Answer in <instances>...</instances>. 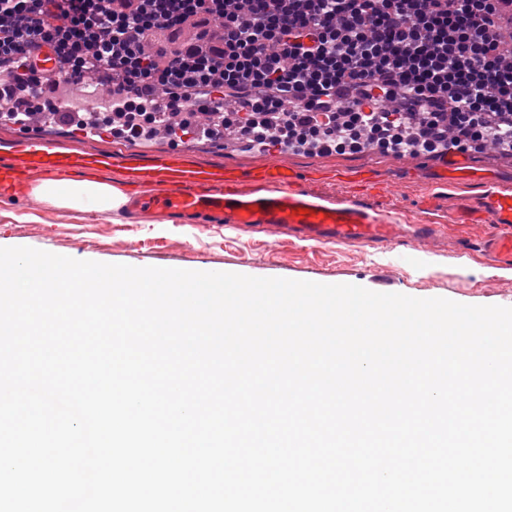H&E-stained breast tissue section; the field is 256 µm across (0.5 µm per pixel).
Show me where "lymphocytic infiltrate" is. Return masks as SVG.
<instances>
[{"instance_id": "1", "label": "lymphocytic infiltrate", "mask_w": 512, "mask_h": 512, "mask_svg": "<svg viewBox=\"0 0 512 512\" xmlns=\"http://www.w3.org/2000/svg\"><path fill=\"white\" fill-rule=\"evenodd\" d=\"M512 0H0V101L30 111L36 54L56 58L50 85L106 72L99 128L177 143L212 128L197 113L245 96L241 135L265 149L308 141L338 150L402 147L417 108L431 152L512 144V39L496 22ZM194 39H180L185 27Z\"/></svg>"}]
</instances>
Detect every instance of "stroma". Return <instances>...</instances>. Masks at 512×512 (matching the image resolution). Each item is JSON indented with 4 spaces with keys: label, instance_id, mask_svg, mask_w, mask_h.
I'll use <instances>...</instances> for the list:
<instances>
[{
    "label": "stroma",
    "instance_id": "stroma-1",
    "mask_svg": "<svg viewBox=\"0 0 512 512\" xmlns=\"http://www.w3.org/2000/svg\"><path fill=\"white\" fill-rule=\"evenodd\" d=\"M46 136L84 152L132 150L141 159L164 149L161 141L135 144L109 135L47 127ZM201 165H228L248 171L259 160L282 162L303 176L302 186L326 198L359 200L399 215L406 224L440 225L437 242L404 241L393 248L368 244L305 243L288 237L216 227L202 229L196 218L127 209L112 223L92 213L50 207L28 200L0 203V247H31L77 260L135 267L232 272L323 284H354L377 292L417 298L442 297L471 305H497L512 297V272L487 265L475 243L492 230L488 224H457V201L478 197L483 183L439 186L431 171L434 154L404 157L385 152H316L303 147L255 153L215 141L186 142ZM370 170L371 185L337 181V172Z\"/></svg>",
    "mask_w": 512,
    "mask_h": 512
}]
</instances>
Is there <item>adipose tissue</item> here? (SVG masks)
Here are the masks:
<instances>
[{
    "mask_svg": "<svg viewBox=\"0 0 512 512\" xmlns=\"http://www.w3.org/2000/svg\"><path fill=\"white\" fill-rule=\"evenodd\" d=\"M31 198L46 206L103 216L119 213L127 202L125 192L109 183L53 178L36 185L31 192Z\"/></svg>",
    "mask_w": 512,
    "mask_h": 512,
    "instance_id": "adipose-tissue-1",
    "label": "adipose tissue"
}]
</instances>
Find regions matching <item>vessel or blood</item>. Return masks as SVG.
Instances as JSON below:
<instances>
[{
	"instance_id": "b4317fda",
	"label": "vessel or blood",
	"mask_w": 512,
	"mask_h": 512,
	"mask_svg": "<svg viewBox=\"0 0 512 512\" xmlns=\"http://www.w3.org/2000/svg\"><path fill=\"white\" fill-rule=\"evenodd\" d=\"M440 180L462 184L478 179L461 153L444 157ZM87 172L119 173L137 209L210 216L237 229L286 234L306 241L387 247L407 238L390 216L354 199H324L298 184L285 166L257 163L248 172L200 165L180 148L142 161L131 152L85 153L42 136L18 137L0 145V195L26 196L38 182ZM459 224H490L480 247L496 266L512 270V189L489 184L476 203L460 204Z\"/></svg>"
}]
</instances>
